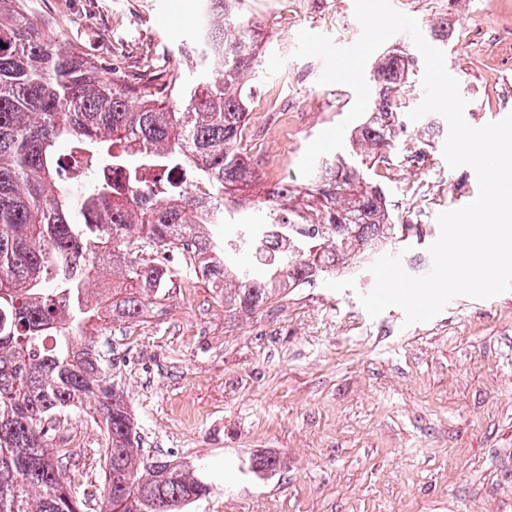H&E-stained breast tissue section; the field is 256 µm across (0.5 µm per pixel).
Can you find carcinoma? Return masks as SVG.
Wrapping results in <instances>:
<instances>
[{"label": "carcinoma", "mask_w": 512, "mask_h": 512, "mask_svg": "<svg viewBox=\"0 0 512 512\" xmlns=\"http://www.w3.org/2000/svg\"><path fill=\"white\" fill-rule=\"evenodd\" d=\"M202 2L186 87L175 68L141 80L104 69L38 24L28 0H0V512H84L50 448L69 411L104 427L99 512H185L210 493L198 469L136 460V425L95 340L165 299L167 253L224 289V307L253 312L384 249L398 227L367 171L406 131L399 93L418 56L400 46L379 56L374 98L336 161L255 202L239 191L256 175L241 141L258 22L246 0ZM75 152L101 163L77 202L61 184ZM239 208L266 212L288 236L260 274L231 263L209 229Z\"/></svg>", "instance_id": "cac0c4a2"}]
</instances>
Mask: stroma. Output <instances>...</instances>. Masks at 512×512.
I'll return each instance as SVG.
<instances>
[{"label":"stroma","mask_w":512,"mask_h":512,"mask_svg":"<svg viewBox=\"0 0 512 512\" xmlns=\"http://www.w3.org/2000/svg\"><path fill=\"white\" fill-rule=\"evenodd\" d=\"M63 40L129 77L194 65L183 53L201 0H30ZM271 38L251 81L243 148L270 184H302L299 161L355 102L344 84H319L321 59L293 58L306 29L335 45L362 34L354 0H248ZM422 33L449 18L447 71L476 126L512 113V0H403ZM408 122L388 166H377L407 229L392 255L413 276L432 267L437 216L478 195L475 171L449 168L444 138ZM163 304L136 322L113 321L99 348L152 459L200 467L212 485L186 512H512V291L454 297L428 322L400 308L369 317L360 294L370 261L295 289L253 313L224 309L178 255ZM67 480L97 507L106 485L100 423L72 411L51 441ZM273 453L271 475L248 473Z\"/></svg>","instance_id":"35a3bbf8"}]
</instances>
